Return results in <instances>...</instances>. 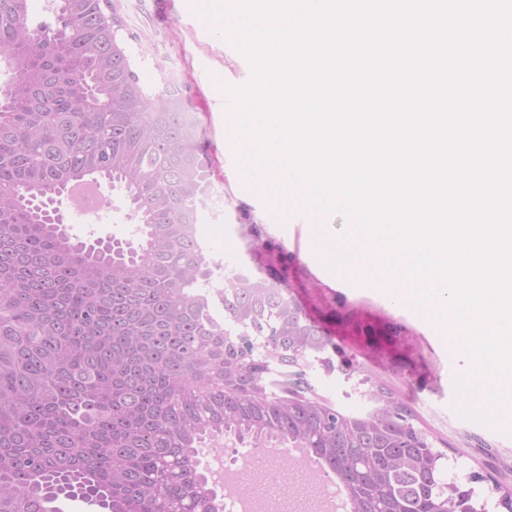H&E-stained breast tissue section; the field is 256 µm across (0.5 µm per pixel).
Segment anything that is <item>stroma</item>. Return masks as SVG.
<instances>
[{"label": "stroma", "mask_w": 512, "mask_h": 512, "mask_svg": "<svg viewBox=\"0 0 512 512\" xmlns=\"http://www.w3.org/2000/svg\"><path fill=\"white\" fill-rule=\"evenodd\" d=\"M120 20L118 36L149 98L177 100L192 120L197 154L209 173V203L194 214L211 260L243 265L252 279L289 289L306 316L330 337V366L308 359L305 366L278 369L274 392L286 386L313 390L336 409L363 414L371 404L367 387L393 393L413 412L415 427L445 453L448 473L478 474L480 498L498 501L512 493V413L493 427L456 413L453 378L470 372V360L448 340V321L413 305L394 304L385 287L358 288L331 278L302 216L288 224L264 221L267 200L246 178L240 154L228 148L224 88L249 82L247 58L197 12L195 0H111ZM62 211L71 236L129 237L135 228L119 191H110L100 216Z\"/></svg>", "instance_id": "1"}]
</instances>
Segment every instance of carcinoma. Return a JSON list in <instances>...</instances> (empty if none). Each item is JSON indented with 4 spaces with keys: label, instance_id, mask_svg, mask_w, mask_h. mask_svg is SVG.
<instances>
[{
    "label": "carcinoma",
    "instance_id": "carcinoma-1",
    "mask_svg": "<svg viewBox=\"0 0 512 512\" xmlns=\"http://www.w3.org/2000/svg\"><path fill=\"white\" fill-rule=\"evenodd\" d=\"M107 0H65L34 23L0 0V512H216L196 477L226 440L298 443L344 484L350 512H459L411 410L383 388L377 423L311 402L224 392V335L270 337L283 363L328 337L280 288H214L185 232L207 175L180 111L143 96L113 49ZM125 192L136 241L74 243L55 222L70 181Z\"/></svg>",
    "mask_w": 512,
    "mask_h": 512
}]
</instances>
